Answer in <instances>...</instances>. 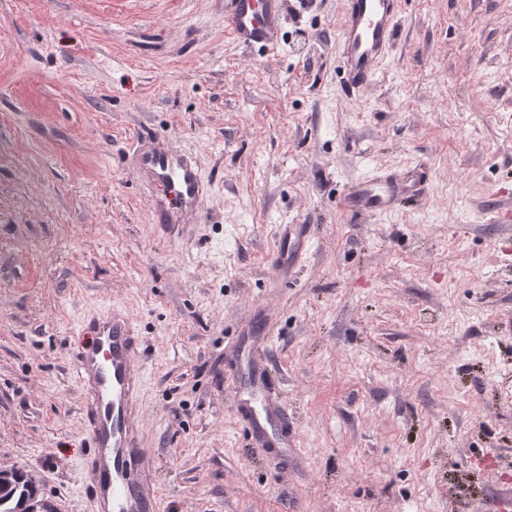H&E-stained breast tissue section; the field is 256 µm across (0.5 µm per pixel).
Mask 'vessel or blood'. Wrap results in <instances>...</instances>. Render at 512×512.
I'll return each instance as SVG.
<instances>
[{
  "mask_svg": "<svg viewBox=\"0 0 512 512\" xmlns=\"http://www.w3.org/2000/svg\"><path fill=\"white\" fill-rule=\"evenodd\" d=\"M224 19L238 42L271 47L281 23L280 0H229ZM397 19L398 0H344L337 55L347 97L359 98L374 83L391 50ZM131 163L143 183L158 188L149 199L153 223L173 229L199 219L211 184L194 156L168 137L151 136L137 141ZM427 190L428 177L419 168L367 173L347 187L341 207L353 217L385 215ZM312 249L307 225H277L270 255L273 276L283 283L291 280ZM271 333L266 314L250 317L224 352L232 369L225 388L251 441L284 464L299 456L298 435L260 355ZM139 345L136 324L117 309L87 313L76 330L72 372L81 391L80 419L89 444L82 464L95 512L162 510L156 459L141 444L145 376L137 361Z\"/></svg>",
  "mask_w": 512,
  "mask_h": 512,
  "instance_id": "vessel-or-blood-1",
  "label": "vessel or blood"
}]
</instances>
